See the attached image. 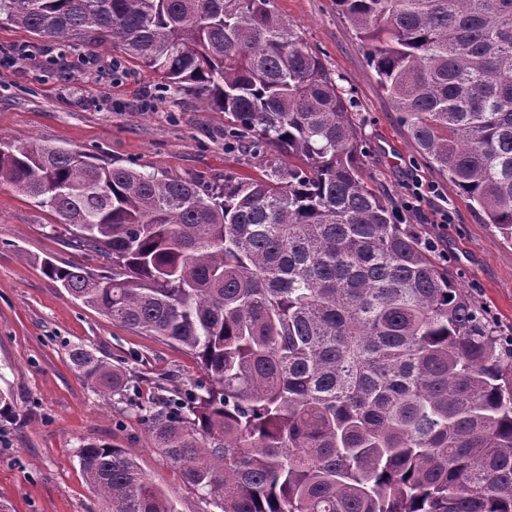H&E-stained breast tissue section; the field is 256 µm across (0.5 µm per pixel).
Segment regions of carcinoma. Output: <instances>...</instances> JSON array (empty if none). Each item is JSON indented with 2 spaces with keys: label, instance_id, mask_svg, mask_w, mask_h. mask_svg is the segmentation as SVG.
<instances>
[{
  "label": "carcinoma",
  "instance_id": "obj_1",
  "mask_svg": "<svg viewBox=\"0 0 512 512\" xmlns=\"http://www.w3.org/2000/svg\"><path fill=\"white\" fill-rule=\"evenodd\" d=\"M334 2L417 151L512 238V0ZM0 17L110 43L224 113L228 142L276 147L262 177L204 187L0 141V183L112 265L43 274L205 373L144 417L188 486L221 512H512V347L369 185L349 99L271 0H0ZM70 361L125 390L89 351ZM79 459L104 512H175L131 449Z\"/></svg>",
  "mask_w": 512,
  "mask_h": 512
}]
</instances>
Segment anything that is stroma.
<instances>
[{
  "label": "stroma",
  "mask_w": 512,
  "mask_h": 512,
  "mask_svg": "<svg viewBox=\"0 0 512 512\" xmlns=\"http://www.w3.org/2000/svg\"><path fill=\"white\" fill-rule=\"evenodd\" d=\"M319 54L354 103L374 188L404 204L414 187L424 198L404 226L437 244L449 279L512 333V240L459 195L415 149L382 91L366 51L334 0H272ZM224 115L200 108L194 94L176 95L160 75L143 70L111 45L73 49L0 19V140L75 148L146 172L165 171L205 184L224 175L257 177L263 155L224 144ZM452 223H438L441 211ZM57 217L9 184H0V387L18 416L0 422V503L10 512H101L78 452L88 442L130 448L141 471L172 500L176 512H217L187 486L159 452L145 409L204 378L181 349L113 323L67 294L41 271L99 267L101 258L52 234ZM81 347L119 368L123 395L87 384L69 358Z\"/></svg>",
  "instance_id": "1"
}]
</instances>
